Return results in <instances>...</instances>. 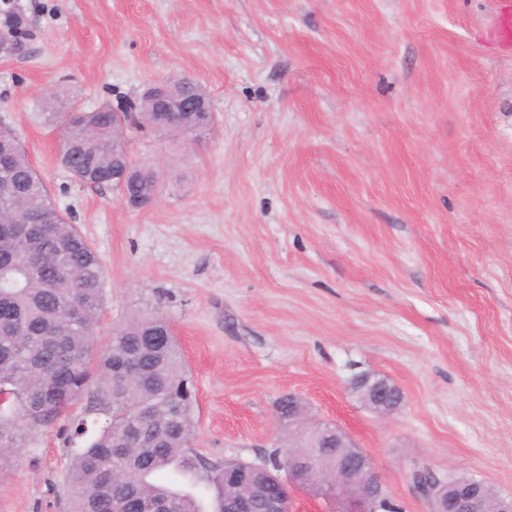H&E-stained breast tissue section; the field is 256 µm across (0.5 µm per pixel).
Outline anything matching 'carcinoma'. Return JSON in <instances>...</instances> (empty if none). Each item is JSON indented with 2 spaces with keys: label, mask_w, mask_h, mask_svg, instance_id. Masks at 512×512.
Segmentation results:
<instances>
[{
  "label": "carcinoma",
  "mask_w": 512,
  "mask_h": 512,
  "mask_svg": "<svg viewBox=\"0 0 512 512\" xmlns=\"http://www.w3.org/2000/svg\"><path fill=\"white\" fill-rule=\"evenodd\" d=\"M0 34L11 42L29 36L20 11L4 12ZM172 93L191 98L200 91L191 78L165 81ZM58 99L45 100L43 119L61 128L58 160L74 181L115 191L145 207L155 195L157 170L135 159L124 135L112 129L115 113L85 112L74 103L67 112ZM147 94L128 104L142 125L177 143L199 139L213 124L210 112H195L188 123L153 111ZM0 151V389L10 401L0 408V472L13 459L23 436L15 417L30 428L70 417L72 448L66 481L70 512H115L120 501H165L174 512H203L196 496L157 480L166 471L189 478L205 461L186 453L193 429L196 393L187 392L185 360L164 318L156 313L128 318L113 330L97 365L90 346L103 304L104 270L93 246L50 191L18 136ZM85 401L82 415L70 409ZM284 457L271 453L263 474H252L258 494L275 491ZM214 512H233L243 488L218 469Z\"/></svg>",
  "instance_id": "1"
}]
</instances>
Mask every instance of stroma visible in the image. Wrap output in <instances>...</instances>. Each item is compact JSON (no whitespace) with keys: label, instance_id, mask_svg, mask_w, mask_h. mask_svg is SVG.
Masks as SVG:
<instances>
[{"label":"stroma","instance_id":"1","mask_svg":"<svg viewBox=\"0 0 512 512\" xmlns=\"http://www.w3.org/2000/svg\"><path fill=\"white\" fill-rule=\"evenodd\" d=\"M0 123L94 246V351L144 312L170 324L197 392L189 448L261 461L294 394L371 457L402 512L415 466L512 495V56L495 0H14ZM186 76L215 120L175 146L132 137L157 201L76 183L41 118L51 84L118 106ZM404 394L382 418L352 383ZM67 420L27 431L0 512H68ZM498 2L499 6L492 16L491 33L504 51H512V1ZM19 14L23 15L15 8L4 12L3 23H0V35L2 33L8 41L20 43L29 36L27 23L25 22L24 26L22 25L23 19Z\"/></svg>","mask_w":512,"mask_h":512}]
</instances>
